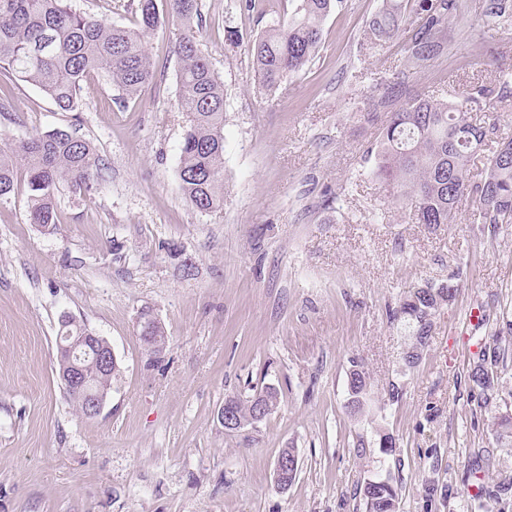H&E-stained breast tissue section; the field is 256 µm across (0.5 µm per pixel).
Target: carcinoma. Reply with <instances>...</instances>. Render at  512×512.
Listing matches in <instances>:
<instances>
[{"label": "carcinoma", "mask_w": 512, "mask_h": 512, "mask_svg": "<svg viewBox=\"0 0 512 512\" xmlns=\"http://www.w3.org/2000/svg\"><path fill=\"white\" fill-rule=\"evenodd\" d=\"M288 21L267 26L252 42L255 77L268 93L302 72L322 43L323 23L334 0H294ZM167 17L181 22L187 33L178 45L179 110L188 125L180 147L179 184L185 200L200 212L224 207V83L198 48L194 26L202 25L198 0H165ZM456 0H421L427 13L424 27L415 34L409 59L420 66L439 44ZM135 28L103 23L72 8L69 0H0V72L45 93L63 112L78 109L85 79L107 74L126 103L153 83L155 68L147 51V37L161 24L157 0H137ZM485 13L497 24L512 22V0H486ZM405 23L401 0H383L369 21L371 44L378 48L400 35ZM494 97L512 101V75L498 88L467 89L453 100H416L392 114L383 125L374 153L375 175L393 185L396 196L410 202L417 224L438 228L452 223L460 202L476 204V223L496 229L512 224V136L500 135L486 158L480 180L471 169L485 151L495 123L473 121L470 112ZM92 144L64 130L35 136L15 146H0V197L23 180L28 191L32 224L49 231L56 225L54 191L61 182L89 191L96 169ZM436 312L421 288L409 293L393 312L396 320L415 325L413 335L427 339L429 317ZM117 367L103 372L88 366L96 386L112 384ZM471 379L484 391L493 389L494 370L477 365ZM366 388V375L349 373L353 403ZM267 396L275 409L272 390L251 399H235L240 417L248 419L255 401ZM365 512H395L397 489L385 480H370L360 489Z\"/></svg>", "instance_id": "obj_1"}]
</instances>
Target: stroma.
<instances>
[{
	"label": "stroma",
	"instance_id": "stroma-1",
	"mask_svg": "<svg viewBox=\"0 0 512 512\" xmlns=\"http://www.w3.org/2000/svg\"><path fill=\"white\" fill-rule=\"evenodd\" d=\"M484 2L458 0L445 43L414 68L419 0L379 49L368 22L382 0H340L312 63L268 94L251 44L288 0H199L198 47L224 83L217 212L179 189V22L150 36L156 79L123 104L102 74L74 112L0 74V145L67 130L98 160L93 191L57 188L54 230L30 224L25 184L0 198V512H363L371 479L396 487V512H512V492L496 494L512 482V439L498 436L512 421V225L481 229L469 199L453 223H415L370 155L406 103L512 73V24L489 23ZM452 275L455 301L405 367L411 335L392 308ZM145 308L167 336L158 361L139 337ZM65 314L118 363L93 418L58 379ZM491 337L507 357L487 398L469 373ZM354 364L367 375L355 415ZM266 388L274 411L226 431L225 399ZM285 448L299 470L284 490Z\"/></svg>",
	"mask_w": 512,
	"mask_h": 512
}]
</instances>
